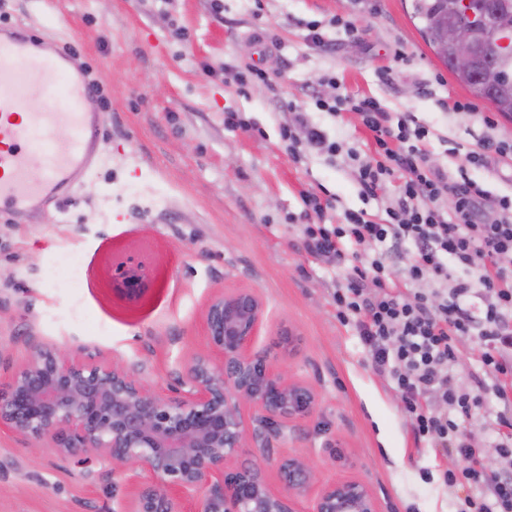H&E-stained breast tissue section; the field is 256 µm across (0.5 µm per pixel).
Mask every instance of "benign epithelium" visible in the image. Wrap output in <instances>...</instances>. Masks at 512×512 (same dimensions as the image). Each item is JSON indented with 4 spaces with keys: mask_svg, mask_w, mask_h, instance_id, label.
I'll return each mask as SVG.
<instances>
[{
    "mask_svg": "<svg viewBox=\"0 0 512 512\" xmlns=\"http://www.w3.org/2000/svg\"><path fill=\"white\" fill-rule=\"evenodd\" d=\"M459 21L441 28L436 41L451 49L448 66L474 71L487 47L512 54V28L493 21L492 0H456ZM115 287L139 300L150 273L128 257L117 264ZM261 298L247 289L215 294L205 308L213 350L195 354L186 380L174 394L150 389L121 366L78 360L52 344H31L27 361L0 393V427L48 448L62 458L104 460V477L129 474V495L118 512H184L188 496L196 512H300L299 499L312 495L309 512H377L368 487L355 480L317 486L310 459L271 455L270 442L288 423L310 416L318 403L315 389L276 367L270 352L253 348L264 327ZM249 405L259 425L246 421ZM252 459L235 464L243 449ZM278 467L283 489L274 490L265 468ZM151 478L138 481L140 474Z\"/></svg>",
    "mask_w": 512,
    "mask_h": 512,
    "instance_id": "7a95c632",
    "label": "benign epithelium"
}]
</instances>
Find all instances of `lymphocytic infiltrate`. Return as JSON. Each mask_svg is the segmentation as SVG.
I'll list each match as a JSON object with an SVG mask.
<instances>
[{"label":"lymphocytic infiltrate","mask_w":512,"mask_h":512,"mask_svg":"<svg viewBox=\"0 0 512 512\" xmlns=\"http://www.w3.org/2000/svg\"><path fill=\"white\" fill-rule=\"evenodd\" d=\"M315 105L330 113L351 107L373 132L377 155L356 169L365 194H376L395 172L406 174L384 223L349 212L340 224L302 227L307 252L343 272L333 295L336 317L354 324L372 369L388 376L417 447L457 456L458 466L441 478L466 489L458 512H512V396L498 383L512 376V197L431 165L422 147L428 131L410 114L395 117L375 99L352 103L341 95L316 97ZM282 138L294 157L338 149L304 111L295 112ZM395 255L407 260L404 295ZM463 338L480 351L479 367L464 380L455 369ZM491 399L498 408L486 443L504 463L496 473L483 463V445L463 433Z\"/></svg>","instance_id":"obj_1"}]
</instances>
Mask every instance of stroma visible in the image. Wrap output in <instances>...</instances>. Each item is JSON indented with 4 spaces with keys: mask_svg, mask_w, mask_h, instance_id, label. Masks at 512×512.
<instances>
[{
    "mask_svg": "<svg viewBox=\"0 0 512 512\" xmlns=\"http://www.w3.org/2000/svg\"><path fill=\"white\" fill-rule=\"evenodd\" d=\"M0 0V23H20L71 49L99 86L91 102L103 131L92 174L75 191L19 217L0 216V388L34 341L101 362L136 366L151 389L176 387L192 355L211 353L204 308L222 290L258 294L266 324L255 346L278 349L294 333L281 369L313 386L319 405L275 444L305 456L320 481L364 483L378 512H456L461 490L443 470L457 459L416 447L402 403L375 373L352 325L336 318L333 271L304 248L301 194L329 200L328 224L345 212L384 217L399 176L362 193L354 155L373 140L356 114L312 109L313 93L372 97L409 112L429 134L432 164L456 170L484 141L512 143V119L458 83L410 19L411 0ZM340 19L335 45L305 39V22ZM260 69L239 85L225 69ZM336 78L324 85V76ZM336 154L293 159L280 136L291 105ZM250 121L230 125V115ZM496 121L487 128L484 117ZM137 256L147 293L128 301L112 266ZM341 449H332L334 440ZM0 429V512H113L124 477L98 478Z\"/></svg>",
    "mask_w": 512,
    "mask_h": 512,
    "instance_id": "stroma-1",
    "label": "stroma"
}]
</instances>
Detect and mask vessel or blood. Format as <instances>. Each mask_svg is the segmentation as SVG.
Returning <instances> with one entry per match:
<instances>
[{
    "label": "vessel or blood",
    "mask_w": 512,
    "mask_h": 512,
    "mask_svg": "<svg viewBox=\"0 0 512 512\" xmlns=\"http://www.w3.org/2000/svg\"><path fill=\"white\" fill-rule=\"evenodd\" d=\"M62 83L64 106L15 115L24 99ZM90 82L70 68L63 45L19 25L0 26V213L26 214L60 203L75 188L74 176L97 159L102 120L89 111Z\"/></svg>",
    "instance_id": "obj_1"
}]
</instances>
